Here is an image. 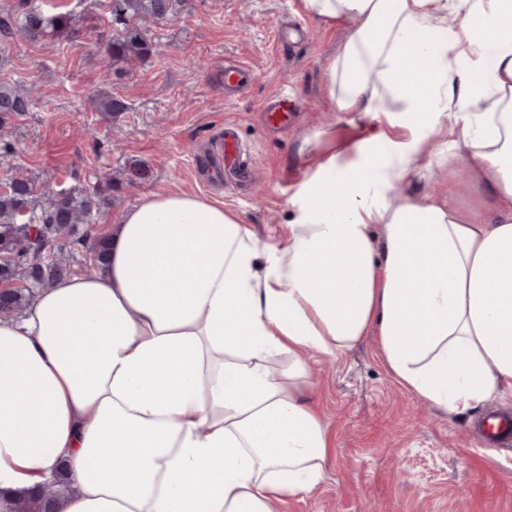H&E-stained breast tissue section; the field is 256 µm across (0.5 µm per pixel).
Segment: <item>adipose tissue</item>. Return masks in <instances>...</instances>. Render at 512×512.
<instances>
[{
  "mask_svg": "<svg viewBox=\"0 0 512 512\" xmlns=\"http://www.w3.org/2000/svg\"><path fill=\"white\" fill-rule=\"evenodd\" d=\"M303 2L352 24L326 70L338 111L408 141L378 131L361 164L319 163L273 247L222 202L147 195L109 226L99 272L1 319L0 512L61 476L75 493L60 512H282L325 478L306 355L371 334L443 410L512 398V0ZM458 150L496 216L388 205L423 153Z\"/></svg>",
  "mask_w": 512,
  "mask_h": 512,
  "instance_id": "obj_1",
  "label": "adipose tissue"
}]
</instances>
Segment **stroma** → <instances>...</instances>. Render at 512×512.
<instances>
[{
    "instance_id": "1",
    "label": "stroma",
    "mask_w": 512,
    "mask_h": 512,
    "mask_svg": "<svg viewBox=\"0 0 512 512\" xmlns=\"http://www.w3.org/2000/svg\"><path fill=\"white\" fill-rule=\"evenodd\" d=\"M46 12H72L80 36L15 37L0 54V83L31 92L28 112L0 131L13 150L0 155V182L21 172L36 184L85 189L111 178L112 200L94 228L152 193L187 191L236 211L259 244L286 231L292 202L318 163L368 135L339 112L325 69L349 27L322 21L303 0H186L172 21L152 26L157 51L147 61L110 68L98 39L113 32L109 0H32ZM298 23L290 49L276 29ZM252 70L242 93H224V65ZM287 97L288 124L270 128L263 107ZM125 103L108 114L105 98ZM233 123L254 170L241 186L214 181L199 159L213 157ZM146 163L151 178L126 185L128 160ZM422 173L396 185L389 201L452 196L471 219L497 212V200L473 174L465 155L423 156ZM305 389L330 437L325 481L284 512H512V443L485 450L474 430L492 411L512 414V400L494 398L456 414L407 392L389 371L377 337H365L335 359L310 355Z\"/></svg>"
}]
</instances>
